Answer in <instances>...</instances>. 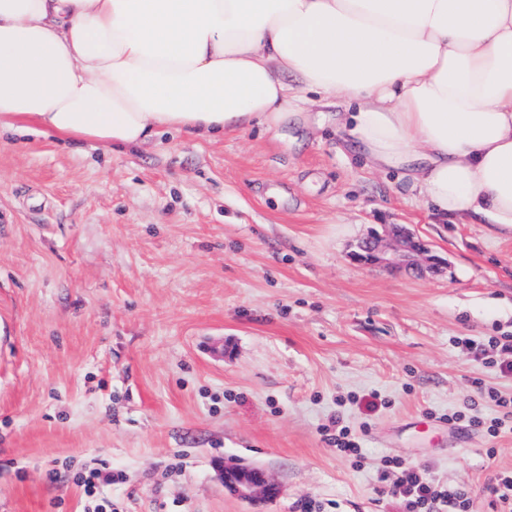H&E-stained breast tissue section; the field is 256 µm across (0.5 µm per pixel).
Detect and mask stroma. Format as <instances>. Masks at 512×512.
Returning a JSON list of instances; mask_svg holds the SVG:
<instances>
[{
	"label": "stroma",
	"instance_id": "obj_1",
	"mask_svg": "<svg viewBox=\"0 0 512 512\" xmlns=\"http://www.w3.org/2000/svg\"><path fill=\"white\" fill-rule=\"evenodd\" d=\"M336 112L121 150L0 136V512H399L392 460L501 512L512 433L446 419L494 416L478 385L512 396L458 343L512 336V237L433 215ZM387 224L440 269L353 261ZM227 465L277 496L240 499Z\"/></svg>",
	"mask_w": 512,
	"mask_h": 512
}]
</instances>
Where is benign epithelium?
Returning a JSON list of instances; mask_svg holds the SVG:
<instances>
[{
    "label": "benign epithelium",
    "mask_w": 512,
    "mask_h": 512,
    "mask_svg": "<svg viewBox=\"0 0 512 512\" xmlns=\"http://www.w3.org/2000/svg\"><path fill=\"white\" fill-rule=\"evenodd\" d=\"M352 256L359 263L381 265L390 271L432 269L441 264L412 232L398 224L390 225L385 239L372 236L360 241ZM223 478L224 486L244 500L270 499L278 494L276 485L260 469L226 466Z\"/></svg>",
    "instance_id": "1"
}]
</instances>
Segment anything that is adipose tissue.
<instances>
[{
	"instance_id": "ef3b65f1",
	"label": "adipose tissue",
	"mask_w": 512,
	"mask_h": 512,
	"mask_svg": "<svg viewBox=\"0 0 512 512\" xmlns=\"http://www.w3.org/2000/svg\"><path fill=\"white\" fill-rule=\"evenodd\" d=\"M314 95L436 213L512 234V0H0V135L213 140Z\"/></svg>"
}]
</instances>
